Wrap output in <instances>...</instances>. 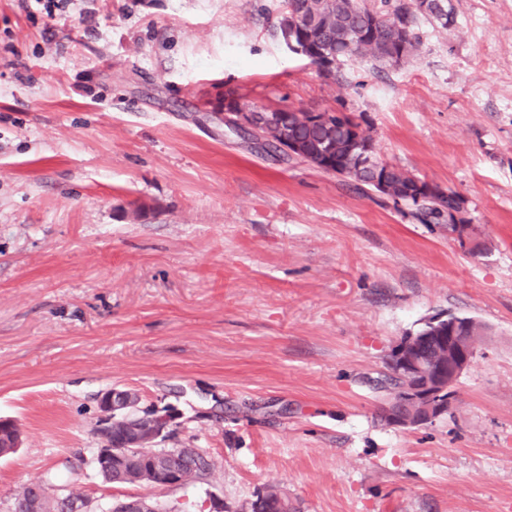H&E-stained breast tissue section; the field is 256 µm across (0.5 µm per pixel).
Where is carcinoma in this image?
Wrapping results in <instances>:
<instances>
[{"label":"carcinoma","instance_id":"obj_1","mask_svg":"<svg viewBox=\"0 0 512 512\" xmlns=\"http://www.w3.org/2000/svg\"><path fill=\"white\" fill-rule=\"evenodd\" d=\"M418 0H286V10L278 21V32L285 26L299 27L298 37L308 44L309 60L319 71L331 74L339 63L361 59L375 66L397 65L418 55L422 26L448 30L456 25L455 8L450 0H428L420 9ZM288 138L306 145L308 164L347 181L354 190L368 196L379 189L377 178L388 172V179L405 178L410 186L394 204H401L422 224H446L448 216L459 215L465 224L464 200L440 185L410 175L381 158L373 139L350 118L332 125L323 122L288 125ZM387 372L377 386L396 395L404 380L392 373L394 358L386 362Z\"/></svg>","mask_w":512,"mask_h":512}]
</instances>
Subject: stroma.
<instances>
[{
  "instance_id": "obj_1",
  "label": "stroma",
  "mask_w": 512,
  "mask_h": 512,
  "mask_svg": "<svg viewBox=\"0 0 512 512\" xmlns=\"http://www.w3.org/2000/svg\"><path fill=\"white\" fill-rule=\"evenodd\" d=\"M453 3L418 57L326 76L282 44L284 0H0V512L35 479L94 512H242L271 484L296 512H512V0ZM220 92L349 114L464 199L481 251L249 147L204 112ZM448 313L484 327L450 415L387 425V356ZM113 386L176 408L160 445L209 475L97 478ZM180 455L182 456L181 464L165 470L161 475L158 486L172 488L186 485L198 471L197 467L201 466L202 458H205V455L196 448L187 449L185 452L170 456L177 458ZM110 511L117 512H157V503L153 498L145 495L129 496L123 500H117L116 504L111 505Z\"/></svg>"
}]
</instances>
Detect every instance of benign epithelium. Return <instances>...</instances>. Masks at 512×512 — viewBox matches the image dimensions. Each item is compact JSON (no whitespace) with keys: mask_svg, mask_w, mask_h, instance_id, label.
Returning a JSON list of instances; mask_svg holds the SVG:
<instances>
[{"mask_svg":"<svg viewBox=\"0 0 512 512\" xmlns=\"http://www.w3.org/2000/svg\"><path fill=\"white\" fill-rule=\"evenodd\" d=\"M206 112L224 124V129L264 149L279 160H295V144L287 139H274L276 119L288 121V113L267 117L243 104L238 108L217 112L213 102L206 104ZM459 241L471 251L480 249L479 241L469 224L457 226ZM464 325L456 321L448 326L446 336L411 335L396 345L398 373L414 377L415 383L407 388L405 397L385 406V421L393 427L409 428L413 424H432L446 413L445 395L464 371L471 365L474 350L463 336ZM141 396L129 389L110 387L99 395L100 433L103 445L96 449L92 464L102 472L109 463L120 460L128 452L137 454L144 462H153L159 456L157 442L169 432L177 414L168 405L140 408ZM182 457L181 464L164 471L158 483L172 488L186 485L201 465L204 454L196 448L173 457ZM113 512H158L157 503L145 495L129 496L111 506Z\"/></svg>","mask_w":512,"mask_h":512,"instance_id":"7a95c632","label":"benign epithelium"}]
</instances>
